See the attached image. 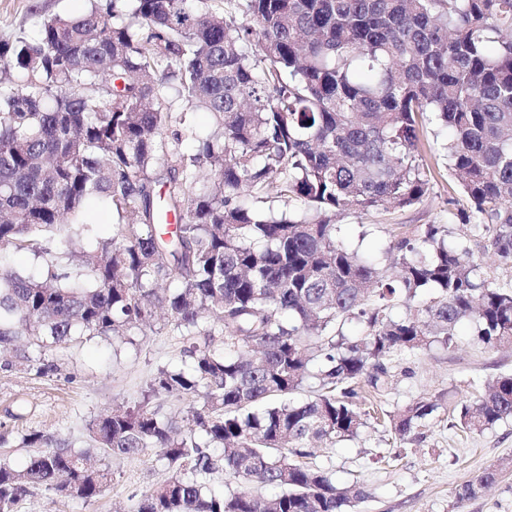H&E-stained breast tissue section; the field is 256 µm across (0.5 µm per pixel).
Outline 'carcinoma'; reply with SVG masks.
<instances>
[{
  "label": "carcinoma",
  "mask_w": 512,
  "mask_h": 512,
  "mask_svg": "<svg viewBox=\"0 0 512 512\" xmlns=\"http://www.w3.org/2000/svg\"><path fill=\"white\" fill-rule=\"evenodd\" d=\"M0 69V252L41 265L0 266V368L35 352L48 375L52 349L122 338L159 308L184 362L149 392L193 403L180 421L148 400L99 416L95 466L73 441L29 432L23 466L0 459V512L39 491L90 502L112 482L105 461L149 449L172 475L134 512H347L364 491L307 459L358 435L363 387L381 391L404 356L454 347L464 322L484 347L512 346V283L484 277L463 241L434 224L402 237L389 277L331 219L418 203L433 121L452 133L442 150L475 230L512 262V0H106L1 41ZM194 110L213 117L203 135ZM185 139L191 154L175 147ZM273 196L305 210L278 217L263 207ZM92 199L121 224L87 249L77 227ZM307 380L317 393L295 398ZM437 408L386 416L403 440ZM509 418L512 373L452 410L465 432ZM511 467L460 485L456 503ZM219 475L280 492L219 491ZM2 266L20 269L29 275H36L40 270L39 262L31 254L25 252H4Z\"/></svg>",
  "instance_id": "obj_1"
}]
</instances>
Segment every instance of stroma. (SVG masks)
<instances>
[{"label":"stroma","mask_w":512,"mask_h":512,"mask_svg":"<svg viewBox=\"0 0 512 512\" xmlns=\"http://www.w3.org/2000/svg\"><path fill=\"white\" fill-rule=\"evenodd\" d=\"M89 6V0H0V41L20 34L37 38L44 22L80 15ZM434 140L433 126L425 125L421 153L428 190L422 200L402 209L337 215L343 242L385 267L396 238H417L428 225L440 224L450 237L467 242L486 277L511 279L512 267L502 264L473 227L463 223L465 199ZM472 332V324H461L456 347L435 346L394 363L378 398L382 407L442 402L436 418L418 434L399 442L371 420L358 438L315 449L314 463L329 470L337 487L365 490V498L353 501L349 512H512V468L485 494L460 504L454 499L459 485L512 458V421L475 434L451 426L449 408L472 400L474 387L512 372V347L485 348L472 341ZM182 348V338L172 335L158 314L135 344L110 346L95 338L55 349V374L36 375L25 363L0 370V433L14 440L0 447V457L22 466L28 451L15 440L33 429L83 440L90 420L112 406L139 401L158 368L181 366ZM112 472L111 486L91 502H65L41 492L22 502L18 512H132L141 495L168 476L152 450L113 458Z\"/></svg>","instance_id":"35a3bbf8"}]
</instances>
